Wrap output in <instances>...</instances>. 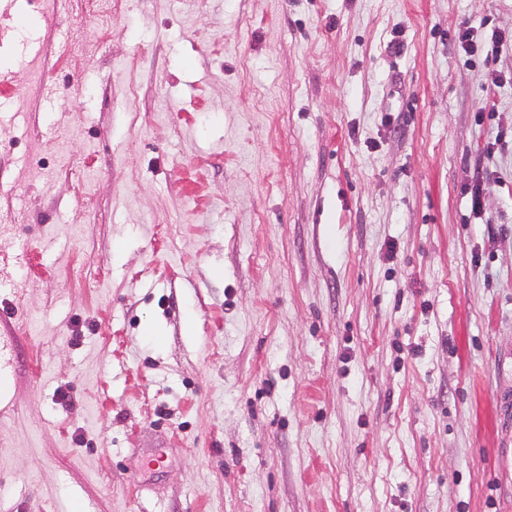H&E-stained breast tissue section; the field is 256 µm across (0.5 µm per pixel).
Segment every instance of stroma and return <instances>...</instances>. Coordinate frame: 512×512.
Segmentation results:
<instances>
[{
	"label": "stroma",
	"mask_w": 512,
	"mask_h": 512,
	"mask_svg": "<svg viewBox=\"0 0 512 512\" xmlns=\"http://www.w3.org/2000/svg\"><path fill=\"white\" fill-rule=\"evenodd\" d=\"M0 343V512H512V0H0Z\"/></svg>",
	"instance_id": "stroma-1"
}]
</instances>
